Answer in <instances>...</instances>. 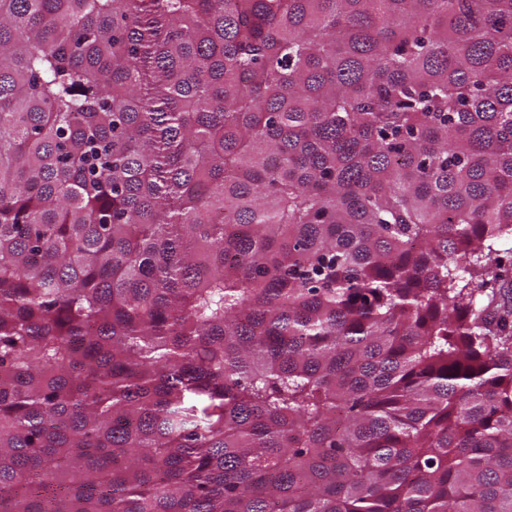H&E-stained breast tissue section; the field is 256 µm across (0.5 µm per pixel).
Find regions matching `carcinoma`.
I'll return each mask as SVG.
<instances>
[{"label":"carcinoma","instance_id":"carcinoma-1","mask_svg":"<svg viewBox=\"0 0 512 512\" xmlns=\"http://www.w3.org/2000/svg\"><path fill=\"white\" fill-rule=\"evenodd\" d=\"M512 0H0V512H512Z\"/></svg>","mask_w":512,"mask_h":512}]
</instances>
